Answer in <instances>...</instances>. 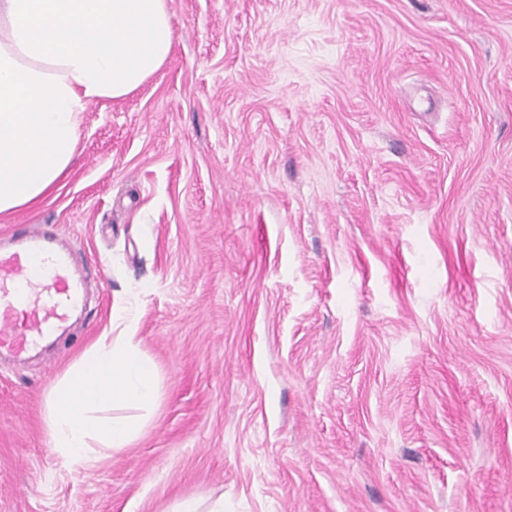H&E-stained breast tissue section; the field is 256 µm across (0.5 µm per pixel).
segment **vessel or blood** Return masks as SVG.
Returning <instances> with one entry per match:
<instances>
[{
  "label": "vessel or blood",
  "instance_id": "1",
  "mask_svg": "<svg viewBox=\"0 0 512 512\" xmlns=\"http://www.w3.org/2000/svg\"><path fill=\"white\" fill-rule=\"evenodd\" d=\"M92 288L75 274L71 252L39 229L1 235L0 348L21 353L56 334ZM20 308L26 313L21 326L15 320Z\"/></svg>",
  "mask_w": 512,
  "mask_h": 512
}]
</instances>
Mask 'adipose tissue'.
Here are the masks:
<instances>
[{
    "label": "adipose tissue",
    "mask_w": 512,
    "mask_h": 512,
    "mask_svg": "<svg viewBox=\"0 0 512 512\" xmlns=\"http://www.w3.org/2000/svg\"><path fill=\"white\" fill-rule=\"evenodd\" d=\"M172 46L168 0H0V215L52 193L88 105L131 94Z\"/></svg>",
    "instance_id": "adipose-tissue-1"
}]
</instances>
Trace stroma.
Returning <instances> with one entry per match:
<instances>
[{
  "label": "stroma",
  "mask_w": 512,
  "mask_h": 512,
  "mask_svg": "<svg viewBox=\"0 0 512 512\" xmlns=\"http://www.w3.org/2000/svg\"><path fill=\"white\" fill-rule=\"evenodd\" d=\"M172 53L0 216L96 286L0 355V512H512V0H170ZM135 319L160 399L77 470L46 399Z\"/></svg>",
  "instance_id": "stroma-1"
}]
</instances>
